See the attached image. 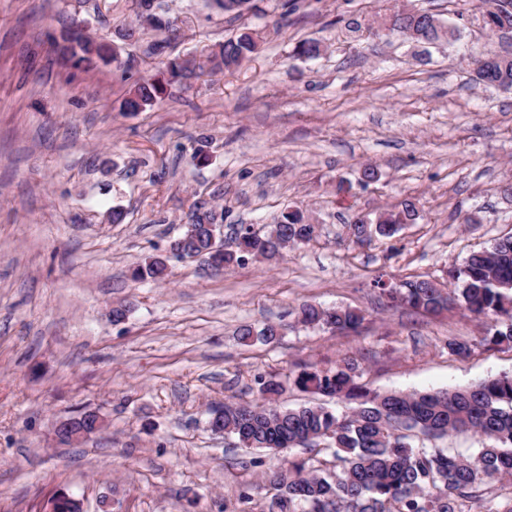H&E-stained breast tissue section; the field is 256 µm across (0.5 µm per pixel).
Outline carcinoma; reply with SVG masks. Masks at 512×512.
<instances>
[{
    "instance_id": "obj_1",
    "label": "carcinoma",
    "mask_w": 512,
    "mask_h": 512,
    "mask_svg": "<svg viewBox=\"0 0 512 512\" xmlns=\"http://www.w3.org/2000/svg\"><path fill=\"white\" fill-rule=\"evenodd\" d=\"M153 0H135L139 24L163 29L152 10ZM228 15L240 16L250 0H214ZM428 13L394 14L392 29L427 34ZM260 37L248 29L207 50L203 60L190 63L178 57L165 62L161 76L139 79L121 103V111L137 112L159 102L167 86L197 76V72L232 71L254 57ZM59 51L76 67L122 65L118 53L102 39L83 45L61 46ZM477 79L490 86L512 88V55L477 60ZM418 204L403 200L398 207L368 220L357 214L350 224L359 243L375 237L392 238L402 225L415 220ZM318 237L298 209L286 211L265 234L249 226L237 230V249L224 251V268L243 265L254 256L278 255L280 243L304 244ZM135 280L162 281L167 265L151 257L132 272ZM450 288L436 279L399 281L396 288L375 280L388 303L404 305L425 315L461 307L483 325L479 343L512 345V236L500 238L484 250L471 253L459 267L448 268ZM307 325L338 331H357L364 314L352 308L302 304L294 310ZM239 336L246 345L276 339L274 326L243 325ZM448 353L466 356L474 343L451 336ZM358 364L342 358L330 369H302L293 380L301 391L331 398H348L358 405L338 414L324 406L283 409L271 397L282 390L274 377H258L262 404L224 406V433L246 448H301L304 456L288 461L273 473L277 494L267 512H512V498L494 510L485 491L494 482L512 481V375L487 378L473 385L425 393H373L357 383ZM450 433H473L482 439L474 456L445 448L417 445L421 439H443Z\"/></svg>"
}]
</instances>
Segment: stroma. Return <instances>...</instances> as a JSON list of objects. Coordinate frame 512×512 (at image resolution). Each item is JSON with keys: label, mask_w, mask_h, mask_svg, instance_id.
Returning a JSON list of instances; mask_svg holds the SVG:
<instances>
[{"label": "stroma", "mask_w": 512, "mask_h": 512, "mask_svg": "<svg viewBox=\"0 0 512 512\" xmlns=\"http://www.w3.org/2000/svg\"><path fill=\"white\" fill-rule=\"evenodd\" d=\"M157 2L174 32L137 28L134 0H0V512H45L61 491L84 512L104 496L112 512H262L283 455L208 424L210 409L259 401L257 376L282 382L279 406L342 412L347 402L293 376L344 356L378 393L512 375V347L478 345L468 312L389 309L371 285L381 272L445 278L512 235V89L475 70L512 54V31L486 28L482 0H295L290 12L254 0L239 17L211 0ZM404 5L453 39L386 30ZM77 26L114 44L123 67H73L54 43ZM245 26L264 43L243 67L121 111L140 76ZM305 40L319 57L294 56ZM368 165L381 177L366 185ZM408 197L420 216L396 238L350 237L355 214ZM200 204L223 211L228 246L238 225L265 231L291 207L320 233L271 263L215 274L173 259L165 281L132 280ZM304 302L365 320L355 333L306 327L289 314ZM266 323L284 325L277 341L238 340L240 326ZM451 336L474 341L471 354H449ZM86 412L102 429L59 441L56 426Z\"/></svg>", "instance_id": "35a3bbf8"}]
</instances>
